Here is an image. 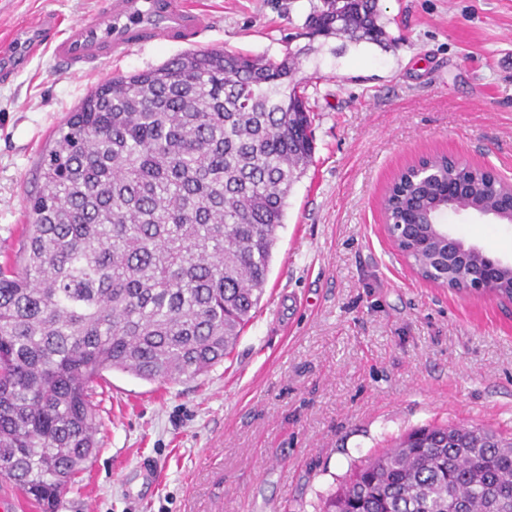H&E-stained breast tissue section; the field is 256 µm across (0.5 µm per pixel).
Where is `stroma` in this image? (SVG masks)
<instances>
[{
  "mask_svg": "<svg viewBox=\"0 0 512 512\" xmlns=\"http://www.w3.org/2000/svg\"><path fill=\"white\" fill-rule=\"evenodd\" d=\"M197 44L162 41L74 77L47 51L0 76V263L30 220L53 133L115 74L193 49L282 57L303 47L313 162L288 198L260 304L207 373L105 374L100 447L58 512H316L351 466L425 425L512 438V307L425 283L386 235L387 183L449 152L512 179V0H378L397 46L308 40L320 0H190ZM100 0H0V42ZM451 231L512 260V224Z\"/></svg>",
  "mask_w": 512,
  "mask_h": 512,
  "instance_id": "stroma-1",
  "label": "stroma"
}]
</instances>
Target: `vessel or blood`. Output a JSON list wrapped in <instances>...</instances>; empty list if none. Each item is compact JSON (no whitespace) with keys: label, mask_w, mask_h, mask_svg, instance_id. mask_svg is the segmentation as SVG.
Listing matches in <instances>:
<instances>
[{"label":"vessel or blood","mask_w":512,"mask_h":512,"mask_svg":"<svg viewBox=\"0 0 512 512\" xmlns=\"http://www.w3.org/2000/svg\"><path fill=\"white\" fill-rule=\"evenodd\" d=\"M206 27L205 17L186 0H101L98 13L64 27L52 16L39 18L33 24L36 38L26 51L48 49L56 61L82 74L153 42H195Z\"/></svg>","instance_id":"obj_1"}]
</instances>
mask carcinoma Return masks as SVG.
I'll return each instance as SVG.
<instances>
[{"label": "carcinoma", "mask_w": 512, "mask_h": 512, "mask_svg": "<svg viewBox=\"0 0 512 512\" xmlns=\"http://www.w3.org/2000/svg\"><path fill=\"white\" fill-rule=\"evenodd\" d=\"M304 28L388 40L377 0H322ZM281 58L211 49L92 91L38 163L12 262L0 265V476L45 512L99 448L94 384L154 381L224 361L260 304L288 197L314 152L301 75ZM402 170L385 214L438 224L444 188L490 211L506 185L443 154ZM423 426L353 467L319 512H512V441L457 444Z\"/></svg>", "instance_id": "carcinoma-1"}]
</instances>
